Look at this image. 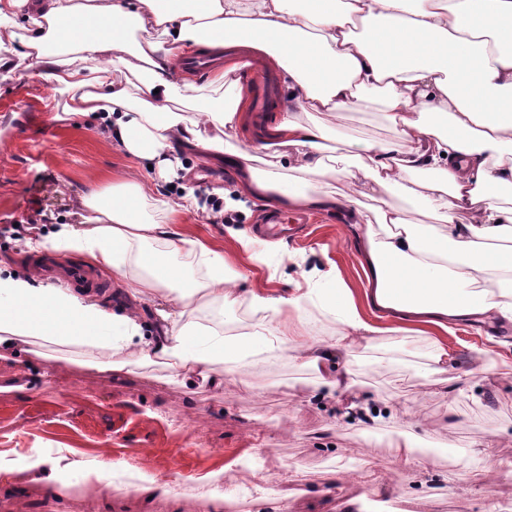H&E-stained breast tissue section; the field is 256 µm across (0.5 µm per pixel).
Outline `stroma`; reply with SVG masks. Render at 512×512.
<instances>
[{
	"instance_id": "obj_1",
	"label": "stroma",
	"mask_w": 512,
	"mask_h": 512,
	"mask_svg": "<svg viewBox=\"0 0 512 512\" xmlns=\"http://www.w3.org/2000/svg\"><path fill=\"white\" fill-rule=\"evenodd\" d=\"M67 96L32 75L0 84V270L32 265L42 286L65 287L47 265L85 263L76 252H30L34 229L76 223L83 196L139 173L168 210L154 220L211 241L229 261L237 243L206 212L179 209L178 189L135 160L94 120L71 117ZM328 153L342 137L379 142L393 133L378 109L343 112ZM201 189L236 191L223 163L186 162ZM266 200L242 198L234 227L255 236L265 262L240 266V290L273 278L286 290L311 268L335 267L356 304L366 272V227L343 210L310 211L305 235L272 249L254 226ZM445 340L455 361L429 368V336L377 335L333 366H350L355 387L326 392L292 355L253 356L220 389L134 373L112 377L65 359L33 358L26 371L0 361V459L25 462L31 449L66 448L74 458L131 465L172 484L174 495L144 499L133 489L87 490L81 478L49 496L38 476L0 481V512H200L224 475L221 512H512V330L460 324ZM418 444L404 454L405 433ZM496 476L486 481L485 468ZM279 465L276 483L264 475Z\"/></svg>"
}]
</instances>
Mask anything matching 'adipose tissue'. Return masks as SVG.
<instances>
[{"mask_svg":"<svg viewBox=\"0 0 512 512\" xmlns=\"http://www.w3.org/2000/svg\"><path fill=\"white\" fill-rule=\"evenodd\" d=\"M196 47L236 48L240 57L214 69L211 98L188 114L177 104L195 102L200 89L175 60ZM22 61L69 92V114L99 120L161 176L179 168L181 151L221 157L240 169V194L348 210L367 227L368 304L392 322L445 333L476 317L512 321V0H0V82L14 79ZM246 62L279 68L315 122L282 112L254 152L228 150L225 133L244 120ZM364 100L384 112L394 140H345L349 163L335 166L328 134ZM420 169L440 176L409 181ZM339 180L347 191L337 192ZM400 185L426 200L438 231L384 203ZM363 197L377 200L374 212L359 209ZM149 199L133 178L84 198L79 223L27 239L31 250L76 252L110 271L126 300L112 308L8 272L0 276V358L24 370L29 353L77 347L92 367L119 373L155 363L219 387L226 362L291 351L320 371L328 391L351 388L350 369L328 374L326 363L382 328L363 317L335 269L308 271L286 294L255 283L248 303L265 321L227 343L191 314L234 306L239 273L208 244L152 219ZM461 211L468 222H458ZM311 306L331 314L336 329L307 345ZM27 468L52 488L78 475L95 490H168L135 469L88 468L40 448Z\"/></svg>","mask_w":512,"mask_h":512,"instance_id":"adipose-tissue-1","label":"adipose tissue"}]
</instances>
